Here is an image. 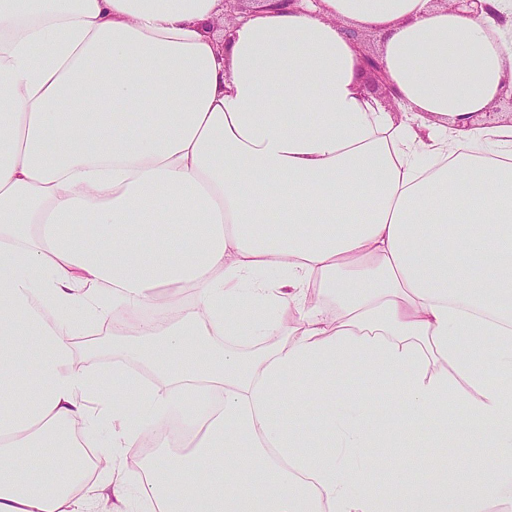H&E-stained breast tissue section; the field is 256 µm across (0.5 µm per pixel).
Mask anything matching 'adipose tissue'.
I'll return each mask as SVG.
<instances>
[{
  "label": "adipose tissue",
  "instance_id": "1",
  "mask_svg": "<svg viewBox=\"0 0 512 512\" xmlns=\"http://www.w3.org/2000/svg\"><path fill=\"white\" fill-rule=\"evenodd\" d=\"M486 3L302 0L218 38L224 0H0V512H512V124L468 122L512 82V0ZM112 315L152 386L84 365ZM349 367L439 477L336 402ZM304 389L317 421L285 405ZM452 404L493 469L447 452ZM173 409L189 448L131 484ZM365 34L367 35L368 46L376 52L370 51L367 48ZM365 34L354 35L361 47L362 64L367 76L364 88L373 93L378 92L380 95L386 98L388 102L394 105L393 98L391 96L393 93H395V91L389 81L380 56L377 53L380 44L379 37L376 34L370 32ZM386 434L392 441L393 448H386L403 471L409 472L414 478L424 480L431 475L426 468L429 448L423 447L418 438L417 430L411 436L403 435L393 423L389 424Z\"/></svg>",
  "mask_w": 512,
  "mask_h": 512
}]
</instances>
